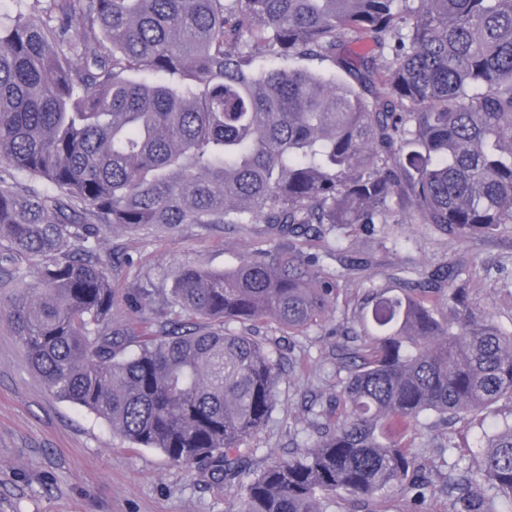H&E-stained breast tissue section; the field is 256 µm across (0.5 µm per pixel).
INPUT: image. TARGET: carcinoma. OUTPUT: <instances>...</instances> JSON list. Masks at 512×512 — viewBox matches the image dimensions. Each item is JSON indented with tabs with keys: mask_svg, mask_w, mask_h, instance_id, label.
Segmentation results:
<instances>
[{
	"mask_svg": "<svg viewBox=\"0 0 512 512\" xmlns=\"http://www.w3.org/2000/svg\"><path fill=\"white\" fill-rule=\"evenodd\" d=\"M0 17V288L58 398L177 464L203 463L225 512H379L437 492L512 512V422L435 485L403 435L512 405V332L459 270L372 289L345 346L336 417L261 468L275 322L304 336L337 281L299 239L425 224L461 241L512 224V0H35ZM163 75L166 82L137 80ZM265 224L231 270L184 267L171 295L218 328L158 335L112 318L102 230ZM31 265L21 266L22 261Z\"/></svg>",
	"mask_w": 512,
	"mask_h": 512,
	"instance_id": "carcinoma-1",
	"label": "carcinoma"
}]
</instances>
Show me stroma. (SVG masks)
Here are the masks:
<instances>
[{
	"label": "stroma",
	"mask_w": 512,
	"mask_h": 512,
	"mask_svg": "<svg viewBox=\"0 0 512 512\" xmlns=\"http://www.w3.org/2000/svg\"><path fill=\"white\" fill-rule=\"evenodd\" d=\"M260 230L241 224L146 226L100 236L97 254L112 276L114 319L143 314L154 331L172 322L198 326L197 318L157 300L136 310L142 288H172L178 270L222 271L263 248ZM327 274L337 276L334 306L304 336H281L264 321L250 332L277 340L285 358L269 423L251 440L260 467L310 445L315 412L335 407L346 372L336 346L357 331L353 321L365 293L389 272L408 280L449 264L462 270L473 298L512 331V225L485 240L463 243L423 224H380L375 234L347 225L334 236L308 242ZM369 259L347 275L341 257ZM481 428L468 417L426 419L405 441L425 474L442 482L451 467L480 461ZM224 495L198 465H178L160 450L142 448L112 433L93 413L58 399L34 373L6 317L0 316V512H224Z\"/></svg>",
	"instance_id": "1"
}]
</instances>
